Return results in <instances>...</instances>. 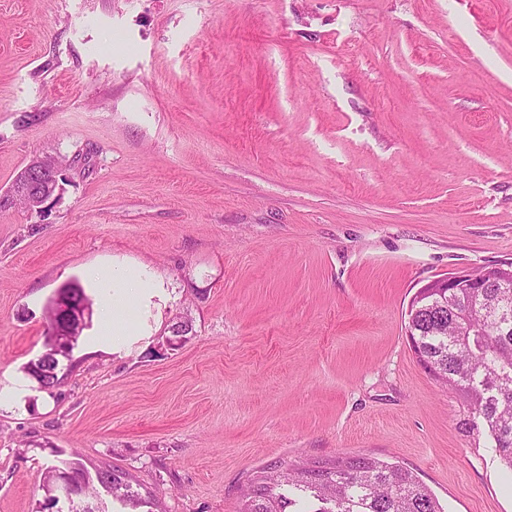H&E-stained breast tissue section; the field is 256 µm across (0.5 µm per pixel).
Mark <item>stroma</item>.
<instances>
[{
    "instance_id": "1",
    "label": "stroma",
    "mask_w": 512,
    "mask_h": 512,
    "mask_svg": "<svg viewBox=\"0 0 512 512\" xmlns=\"http://www.w3.org/2000/svg\"><path fill=\"white\" fill-rule=\"evenodd\" d=\"M37 155L71 166L0 211V512L63 459L238 512L262 467L360 454L512 512L407 336L423 285L512 262V0H0V191ZM116 260L161 277L147 336L87 327L38 390L49 300L100 305Z\"/></svg>"
}]
</instances>
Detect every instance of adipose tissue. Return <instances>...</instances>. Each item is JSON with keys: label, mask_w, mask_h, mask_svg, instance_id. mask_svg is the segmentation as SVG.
I'll return each mask as SVG.
<instances>
[{"label": "adipose tissue", "mask_w": 512, "mask_h": 512, "mask_svg": "<svg viewBox=\"0 0 512 512\" xmlns=\"http://www.w3.org/2000/svg\"><path fill=\"white\" fill-rule=\"evenodd\" d=\"M102 293L99 310V335L102 341L111 345L113 352H121L131 331L119 319L117 312L129 302H148L154 289L159 288V278L144 266L125 262L113 263L107 269L92 273Z\"/></svg>", "instance_id": "adipose-tissue-1"}]
</instances>
